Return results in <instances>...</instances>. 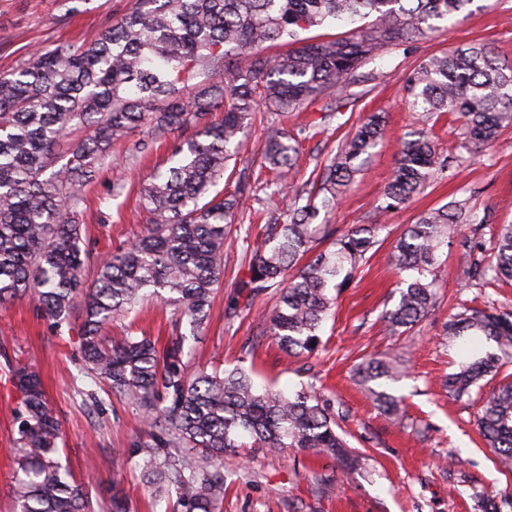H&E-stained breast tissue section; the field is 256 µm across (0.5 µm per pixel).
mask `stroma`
Masks as SVG:
<instances>
[{"mask_svg": "<svg viewBox=\"0 0 512 512\" xmlns=\"http://www.w3.org/2000/svg\"><path fill=\"white\" fill-rule=\"evenodd\" d=\"M130 5L131 0H0V71L25 62L38 48L90 37L114 23ZM470 44L494 47L512 64V0H472L463 22H439L426 38L367 62L355 81L333 99L313 100L282 118L281 128L291 135L313 121L326 122L324 133L300 143L296 179L302 182L362 117L373 112L384 116L382 143L327 217L341 232L374 222L378 198L408 132H430L441 155L452 157L453 163L445 173L434 175L421 194L386 217L378 254L339 294L313 353L290 357L277 340L259 337L263 318L278 303L276 290L235 315H226V299L234 291L233 278L246 243L237 236L225 246L224 283L199 339L185 355L189 367L241 365L252 369L258 385L284 391L315 383L348 410L341 427L362 460L357 470L344 474L331 459L293 449L281 456L259 448L234 449L224 456L229 478L223 512H480L476 493L512 494V472L501 470L478 434L480 392L456 401L442 385L445 375L465 360L461 345L446 335V323L458 303L479 308L491 302L512 305V286L470 287L466 259L455 245L443 249L435 268L434 310L400 335L391 334L383 320L384 312L397 304L399 292L397 278L385 268L382 256L421 213L469 199L476 214L489 216L478 232L488 248L498 225L512 224V127L492 145L469 153L458 147L461 123L456 115L425 118L409 111L403 101L409 72L432 56ZM138 138L134 132L113 145L111 157L85 192L80 221L97 253L127 246L149 223L151 216L140 204L141 185L153 167L165 166L180 141L179 134H168L140 160L127 152ZM172 313V307L145 301L136 312L115 318L111 333L117 338L164 334L171 328ZM72 338L67 329H52L29 297L0 306V347L40 369L62 424L65 452L77 474L95 489L121 482L130 512H152L139 474L126 463L129 441L140 430L141 420L121 402L100 410L84 404L77 393L84 382ZM373 356L403 364L405 377L382 384L400 398L402 423L389 419L355 376L358 365ZM9 384L0 373V512H12L14 507L11 450L17 427L12 410L18 395L6 393Z\"/></svg>", "mask_w": 512, "mask_h": 512, "instance_id": "stroma-1", "label": "stroma"}]
</instances>
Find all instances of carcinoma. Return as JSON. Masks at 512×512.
Returning <instances> with one entry per match:
<instances>
[{
  "instance_id": "1",
  "label": "carcinoma",
  "mask_w": 512,
  "mask_h": 512,
  "mask_svg": "<svg viewBox=\"0 0 512 512\" xmlns=\"http://www.w3.org/2000/svg\"><path fill=\"white\" fill-rule=\"evenodd\" d=\"M471 0H133L120 22L80 44L62 43L34 52L22 67L0 73V304L30 296L51 325L77 327L75 347L84 374L95 385L89 400L115 397L138 411L142 429L130 442V462L149 494L173 500L172 512H222L224 452L288 448L336 461L341 471L361 458L336 431L342 411L315 384L294 393L258 388L243 369L188 373L186 347L206 324L224 275V246L236 216L246 210L251 177L279 173L277 193L285 205L262 211L264 223L249 228L242 272L228 301V314L271 288L278 307L257 338L270 335L290 355L315 351L335 297L366 261L383 224H359L336 235L316 223L345 193L378 142L384 117L368 115L353 135L340 139L334 155L305 191L287 181L299 142L274 130L260 163L245 160L232 192L216 190L228 162L243 146L257 110L275 120L306 102L351 83L368 61L405 42L420 40L433 21L454 16ZM373 17L349 37H307L285 54L257 51L265 42L334 20ZM200 82H194L198 77ZM410 107L455 112L462 119L459 148L491 144L512 124V67L488 47L457 48L420 64L407 79ZM224 104V118L207 119ZM67 161L56 149L76 130ZM141 129L131 156L148 151L171 132L181 136L173 165L154 173L142 188L152 224L135 241L102 257L83 243L79 216L84 191L109 157L112 142ZM450 168L434 141L417 132L402 143L377 210L408 203L432 177ZM469 199L424 213L406 227L386 265L400 274L399 300L387 311L391 331L410 329L436 302L431 278L439 252L460 241L475 286L512 281V224L497 229L488 253L459 227L474 224ZM331 246L317 250V244ZM304 266H299L303 258ZM147 297L175 306L171 336L158 347L146 336L118 341L106 334L114 315L130 313ZM448 338L467 346L481 339L497 351H479L448 375V393L461 399L499 374L512 359V310L461 305L447 325ZM20 401L17 424L15 512H93L91 490L60 461L61 423L47 401L40 373L6 360ZM403 372L372 358L360 381L390 417L397 399L370 386ZM477 425L498 463L512 471V381L492 389ZM107 512H130L117 487ZM483 512L512 510V498L489 495Z\"/></svg>"
}]
</instances>
